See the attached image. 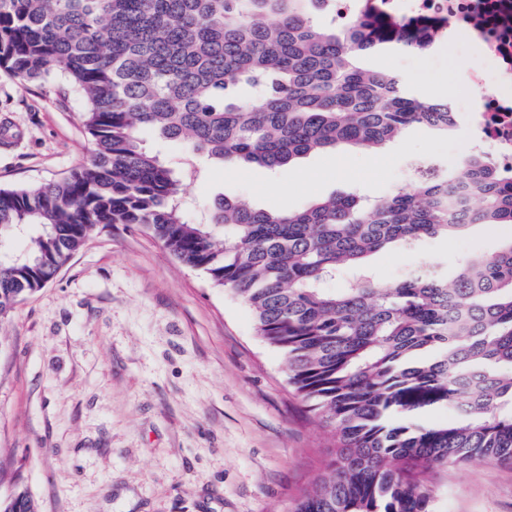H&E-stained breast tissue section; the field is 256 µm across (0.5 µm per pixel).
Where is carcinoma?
<instances>
[{
  "label": "carcinoma",
  "instance_id": "carcinoma-1",
  "mask_svg": "<svg viewBox=\"0 0 512 512\" xmlns=\"http://www.w3.org/2000/svg\"><path fill=\"white\" fill-rule=\"evenodd\" d=\"M325 0H0V70L49 82L85 105L97 149L58 181L0 188V318L43 287L96 230L143 228L183 265L252 309L280 350L295 392L332 424L335 459L295 512H432L417 474L512 462V244L476 254L453 276L419 264L399 279L320 284L383 249L512 224V178L480 153L465 160L474 199L456 219L440 170L369 202L329 196L297 210L216 197L186 217L184 178L200 156L267 170L341 145L368 152L411 127L446 136L448 101L404 76L362 66L383 49L424 51L429 26L356 10L338 25L311 17ZM187 146L181 166L143 134ZM430 357H424V354ZM446 407L440 425L413 418ZM0 512H36L26 489Z\"/></svg>",
  "mask_w": 512,
  "mask_h": 512
}]
</instances>
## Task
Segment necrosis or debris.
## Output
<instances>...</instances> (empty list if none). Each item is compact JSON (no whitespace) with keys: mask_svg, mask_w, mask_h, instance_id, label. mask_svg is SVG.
<instances>
[{"mask_svg":"<svg viewBox=\"0 0 512 512\" xmlns=\"http://www.w3.org/2000/svg\"><path fill=\"white\" fill-rule=\"evenodd\" d=\"M384 12L413 22L442 21L461 30L475 31L482 52L467 41L455 43L460 57L474 61L469 79L492 84V94L483 96L480 111L468 117L476 150L512 174V92L501 93L502 80L512 81V0H383Z\"/></svg>","mask_w":512,"mask_h":512,"instance_id":"obj_1","label":"necrosis or debris"}]
</instances>
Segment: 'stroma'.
<instances>
[{
	"label": "stroma",
	"mask_w": 512,
	"mask_h": 512,
	"mask_svg": "<svg viewBox=\"0 0 512 512\" xmlns=\"http://www.w3.org/2000/svg\"><path fill=\"white\" fill-rule=\"evenodd\" d=\"M417 93L468 100L455 54L370 55ZM82 102L0 73V187L63 179L95 152ZM472 151L466 124L445 137L412 127L380 154L353 147L270 172L203 165L186 181L189 219L217 195L292 209L352 192L386 197L410 166L449 176ZM512 243V224L385 249L378 280L448 267ZM335 440L288 384L283 354L247 304L181 265L160 242L117 224L94 232L54 280L0 319V500L24 487L38 512H294L327 471ZM422 480L434 512H512V462L438 467Z\"/></svg>",
	"instance_id": "obj_1"
}]
</instances>
